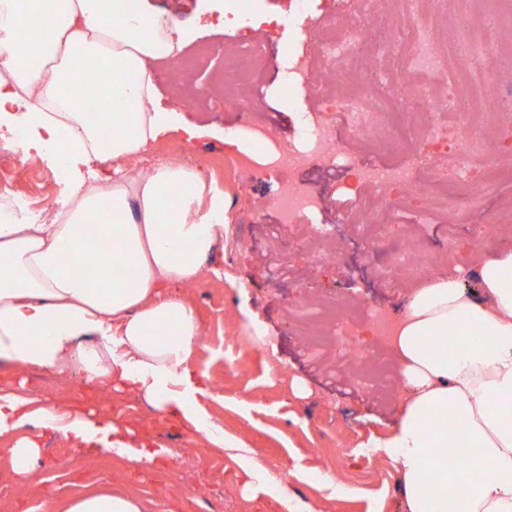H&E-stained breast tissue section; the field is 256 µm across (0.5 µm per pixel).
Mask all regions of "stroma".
I'll return each instance as SVG.
<instances>
[{"mask_svg":"<svg viewBox=\"0 0 512 512\" xmlns=\"http://www.w3.org/2000/svg\"><path fill=\"white\" fill-rule=\"evenodd\" d=\"M213 2L138 0L143 10L171 14L186 30L179 69L163 61L153 66L156 105L179 109L186 121L214 130L213 135L193 141L183 131L171 132L142 161L156 166L173 158L175 143H187L185 162L207 173L227 206L224 237L206 262L208 272L187 290L202 326L195 362L202 385L210 391L204 406L223 425L225 436L242 443L260 466L287 486L298 506H313L318 512H405L391 460L365 446L369 437L389 434L400 397L375 403L344 377L327 371L324 361L306 356L293 314L311 291L354 300L362 311L402 314L408 289L387 287L381 276L391 251L402 244L400 231H391L387 251L369 250L359 225L339 222L337 193L341 186L354 185L356 168L403 163L409 149L367 144L352 136L348 139L352 167H333L318 157L294 172L300 188L322 201L308 223L323 225L339 246L333 260L310 259L297 245L300 228L278 227L269 205L280 191L279 177L239 168L237 160L248 145L229 147L224 132L232 125L258 121L269 125L277 137L294 138L299 133L298 110L312 105V94L299 89L295 108H288L281 95L288 61L275 47L282 37L280 29H236L232 20L213 10ZM250 37L268 41L270 47L257 102L244 110L225 104L217 88L234 48ZM182 81L195 85L206 81L216 91L205 104L181 108L176 93ZM4 165L14 187L39 203L61 198L63 184L42 178L43 172L54 169L47 158L31 155L18 162L9 158ZM511 217L512 182L488 185L475 208L462 192L429 226L421 247L437 252L453 240L463 253L476 244L485 252L512 249V236L483 240L477 236L480 226ZM259 328L264 331L260 339L255 336ZM51 380L56 383L55 399L70 407L95 409L102 421L127 424L134 431L133 447L151 448L157 455L150 463H139L102 450L95 436L78 449L38 423L28 424L24 435L35 438L42 449L35 478L14 479L6 453L14 439L1 436L0 512H41L46 498L76 497L108 486L149 503L151 512H282L264 492L245 491L243 470L230 452L211 447L180 418L159 420L134 392L110 394L71 376L0 366V386L22 382L39 394ZM318 470L333 473L340 492L312 481L311 473Z\"/></svg>","mask_w":512,"mask_h":512,"instance_id":"stroma-1","label":"stroma"}]
</instances>
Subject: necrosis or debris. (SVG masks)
Wrapping results in <instances>:
<instances>
[{
  "mask_svg": "<svg viewBox=\"0 0 512 512\" xmlns=\"http://www.w3.org/2000/svg\"><path fill=\"white\" fill-rule=\"evenodd\" d=\"M372 2L328 0L331 13L350 14L352 22L307 46L299 30L312 14V0H295L288 40L281 45L291 62L282 93L291 102L298 89L306 87L316 97L314 106L300 115V135L280 139L268 126L246 122L229 128L226 136L252 145L239 158L241 168L260 167L280 175L281 190L272 207L282 224L295 223L319 208L318 198L303 191L290 171L304 168L315 156L349 165V149L338 128L413 143L408 163L359 169V186L371 189L383 203L382 210L364 213L371 242L382 245L403 216L426 217L435 209L436 199L420 195L419 187L478 188L486 184L489 170L497 168L504 133L512 129V111L493 98L490 85L495 67L512 58V44L501 38L502 26H512V0H487L489 19L465 26L456 38L448 35L442 0H391L394 23L386 31L372 25ZM265 53V43L258 40L237 46L232 65L224 70L226 95L248 96L246 83ZM339 68L359 71L360 89L340 97L327 92V76ZM392 106L403 111L404 124H388ZM435 263L433 254L411 243L392 254L383 279L397 288L427 277ZM296 318L308 336L309 353L317 356L332 349L337 367L358 372L369 357L382 365L391 360L388 352H371L356 340L357 321L337 313L335 302L304 304ZM356 381L366 391L378 390L359 372Z\"/></svg>",
  "mask_w": 512,
  "mask_h": 512,
  "instance_id": "obj_1",
  "label": "necrosis or debris"
}]
</instances>
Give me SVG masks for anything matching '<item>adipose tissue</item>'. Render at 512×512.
I'll list each match as a JSON object with an SVG mask.
<instances>
[{"label": "adipose tissue", "mask_w": 512, "mask_h": 512, "mask_svg": "<svg viewBox=\"0 0 512 512\" xmlns=\"http://www.w3.org/2000/svg\"><path fill=\"white\" fill-rule=\"evenodd\" d=\"M0 0V127L18 133L23 152L47 154L67 195L50 223L17 216L0 200V363L78 376L107 391L133 390L162 419L180 417L217 448L236 452L248 484L297 505L281 480L207 414V390L192 370L201 325L186 290L224 235V195L195 167L176 160L149 172L130 167L172 128V111L153 106L150 61L176 48L178 22L133 8L132 0ZM93 71L95 93L111 106L81 112L77 78ZM111 124V140L99 133ZM123 163L118 177L85 176L93 163ZM105 254L102 273H83L85 257ZM482 298L458 277L431 278L408 296L391 343L404 388L396 425L369 439L393 460L407 512H512V250L479 269ZM459 324L455 337L448 327ZM176 327L175 337L164 336ZM484 341L472 345V333ZM432 336L441 346H429ZM91 409H64L13 387L0 388V435L16 433L8 453L18 480L41 454L21 435L31 420L82 446L101 434L106 449H131L130 429L98 425ZM454 446L470 469L448 468L436 449ZM43 512H147L144 502L106 488L47 501Z\"/></svg>", "instance_id": "1"}]
</instances>
